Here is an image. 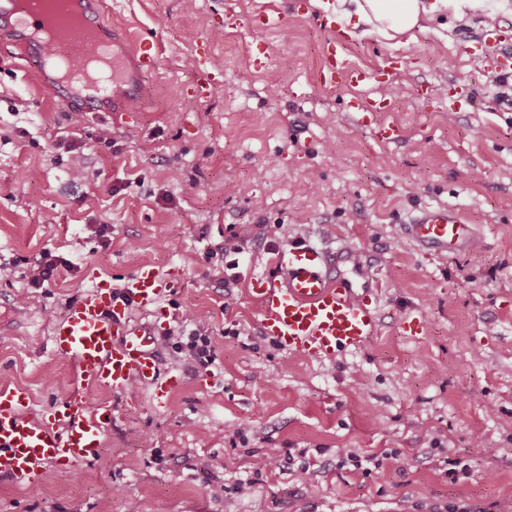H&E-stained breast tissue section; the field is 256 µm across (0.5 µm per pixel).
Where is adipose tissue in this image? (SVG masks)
I'll use <instances>...</instances> for the list:
<instances>
[{
  "label": "adipose tissue",
  "mask_w": 512,
  "mask_h": 512,
  "mask_svg": "<svg viewBox=\"0 0 512 512\" xmlns=\"http://www.w3.org/2000/svg\"><path fill=\"white\" fill-rule=\"evenodd\" d=\"M512 0H317L322 11L356 19L367 34L393 39L432 20L441 11L463 18L466 11L482 12L487 18Z\"/></svg>",
  "instance_id": "adipose-tissue-1"
}]
</instances>
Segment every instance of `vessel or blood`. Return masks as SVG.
Returning <instances> with one entry per match:
<instances>
[{
	"mask_svg": "<svg viewBox=\"0 0 512 512\" xmlns=\"http://www.w3.org/2000/svg\"><path fill=\"white\" fill-rule=\"evenodd\" d=\"M13 0H0V38L11 46L24 68L53 97L75 102L78 111L97 112L108 98L121 96L114 119L142 109L138 85L156 66L153 43L117 44L106 16L105 0H55L57 36L33 38L37 15L19 16ZM347 41L332 33L322 51V84L340 77L359 83L362 73L349 68ZM406 236L431 253L457 255L477 237L474 225L459 210L422 205L404 226ZM277 278L254 277L249 293L261 311L263 332L283 348L300 349L322 359L364 346L378 329V283L367 263L346 248L330 253L303 241L289 244L279 256ZM172 273L144 265L132 275L99 280L52 323L51 348L72 363L74 387L40 412L29 407L25 389L0 387V475L18 484L34 482L44 466L68 471L95 459L101 436L111 424V394L139 380L156 406L181 387L177 370L161 371L149 346L153 329H136L133 310L153 320L167 317L161 300L173 291ZM106 391L89 404L85 390Z\"/></svg>",
	"mask_w": 512,
	"mask_h": 512,
	"instance_id": "vessel-or-blood-1",
	"label": "vessel or blood"
}]
</instances>
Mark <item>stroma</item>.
<instances>
[{
    "label": "stroma",
    "instance_id": "35a3bbf8",
    "mask_svg": "<svg viewBox=\"0 0 512 512\" xmlns=\"http://www.w3.org/2000/svg\"><path fill=\"white\" fill-rule=\"evenodd\" d=\"M108 3L112 23L154 42L159 59L149 105L127 121L92 112L71 137L72 107L0 42V385L27 388L38 410L60 401L70 364L51 350L45 311L62 313L92 273L119 279L145 263L178 272L169 324L194 310L216 361L175 363L153 344L161 370L184 378L167 405L142 388L113 395L100 456L29 486L0 477V512H512V46L479 43L477 13L391 40L352 29L346 54L368 78L328 88L320 11ZM258 12L271 18L260 31L247 24ZM257 42L260 67L248 52ZM203 64L213 92L184 96ZM380 97L388 109L372 123L350 109ZM383 125L393 139L378 137ZM77 165L88 181L72 180ZM190 181L197 192L182 195ZM425 204L463 210L476 248L441 256L405 238L401 220ZM243 224L282 237L252 234L229 274L211 251ZM298 238L352 248L380 278L379 329L362 348L320 360L261 333L249 281ZM45 251L73 267L29 287L28 262ZM416 313L426 329L405 335ZM269 448L294 462L255 471L252 456ZM212 453L224 468L208 473ZM350 453L381 465L362 474ZM458 457L472 468L455 479L446 461ZM241 479L250 495L237 494Z\"/></svg>",
    "mask_w": 512,
    "mask_h": 512
}]
</instances>
